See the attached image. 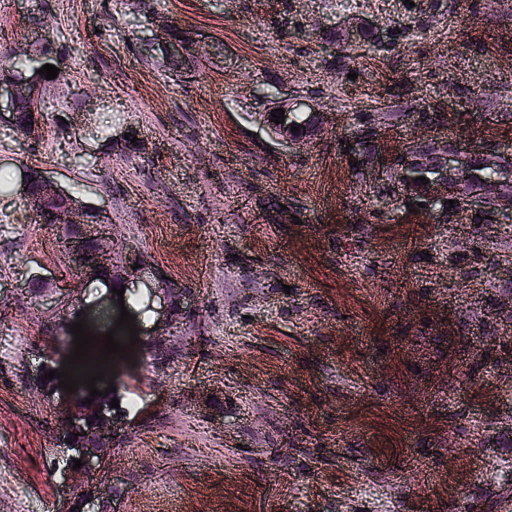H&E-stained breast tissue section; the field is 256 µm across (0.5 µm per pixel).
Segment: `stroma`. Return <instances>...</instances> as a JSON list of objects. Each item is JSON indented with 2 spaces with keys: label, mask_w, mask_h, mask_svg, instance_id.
Here are the masks:
<instances>
[{
  "label": "stroma",
  "mask_w": 512,
  "mask_h": 512,
  "mask_svg": "<svg viewBox=\"0 0 512 512\" xmlns=\"http://www.w3.org/2000/svg\"><path fill=\"white\" fill-rule=\"evenodd\" d=\"M23 56L58 75L35 137L0 120V169L99 208L113 265L176 289L162 317L97 303L0 196V512L96 485L109 512H512V211L402 181L447 142L512 167V0H0ZM287 98L319 116L290 147ZM124 309L128 422L67 485L75 404L42 379ZM283 108L285 122L284 124H276L275 122H269L266 119V122L273 129V132L276 138L284 143V144H295L299 141L298 136L293 134L291 131V126H295L297 123V113L303 112L307 114L309 117L316 115L313 105L306 102L305 100L295 99L293 102H288V99L279 101L275 107V109ZM302 123L297 124L296 127H300L299 134H303V130H306V134L310 131V129L315 125L316 118L307 120V117H302Z\"/></svg>",
  "instance_id": "stroma-1"
}]
</instances>
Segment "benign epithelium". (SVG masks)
Here are the masks:
<instances>
[{
    "label": "benign epithelium",
    "instance_id": "1",
    "mask_svg": "<svg viewBox=\"0 0 512 512\" xmlns=\"http://www.w3.org/2000/svg\"><path fill=\"white\" fill-rule=\"evenodd\" d=\"M29 101H36L35 84L32 82H0V115L7 116L8 122L15 124L19 118V107ZM277 107L284 109L285 122L269 123L276 138L284 144H294L299 137L293 134L291 127L297 123V113L315 115L313 105L304 100L290 102L282 100ZM438 161L430 168L431 186H440L449 190L462 183L479 185L484 176L477 166L464 161L457 151L445 144L437 149ZM18 190L26 201L31 202L47 213L50 224L60 228L68 235L74 247L73 266L82 279L96 275V271L109 266L110 253L107 252V232L101 211L72 201L70 195L47 177H34L30 170L19 176ZM99 416L94 427L88 426L92 415ZM123 415L105 413L96 408L92 411L76 412L72 420L62 422L57 433V441L64 447L66 458L63 469L74 465L72 459L81 460L86 472L101 470L105 466V457L112 452V436L122 426ZM91 434L92 442L82 443L74 434ZM72 443H67V440ZM101 501L90 491L73 494V501L64 512H100Z\"/></svg>",
    "mask_w": 512,
    "mask_h": 512
}]
</instances>
